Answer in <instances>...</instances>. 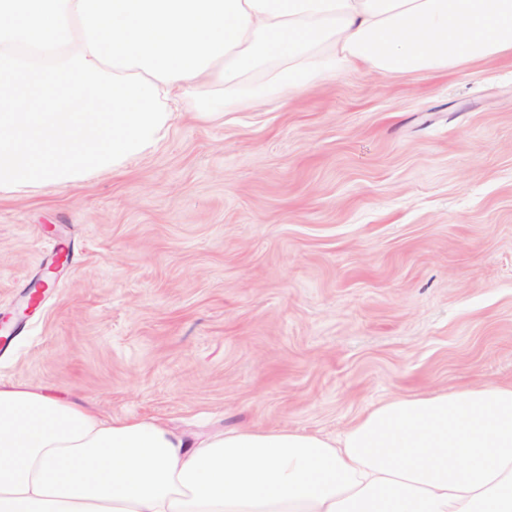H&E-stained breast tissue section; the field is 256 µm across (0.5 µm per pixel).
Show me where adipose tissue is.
<instances>
[{
  "label": "adipose tissue",
  "instance_id": "adipose-tissue-1",
  "mask_svg": "<svg viewBox=\"0 0 512 512\" xmlns=\"http://www.w3.org/2000/svg\"><path fill=\"white\" fill-rule=\"evenodd\" d=\"M0 512H512V383L201 437L0 384Z\"/></svg>",
  "mask_w": 512,
  "mask_h": 512
}]
</instances>
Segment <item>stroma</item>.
Instances as JSON below:
<instances>
[{"mask_svg": "<svg viewBox=\"0 0 512 512\" xmlns=\"http://www.w3.org/2000/svg\"><path fill=\"white\" fill-rule=\"evenodd\" d=\"M0 314L1 382L197 434L511 383L512 56L183 111L121 172L1 194ZM61 254L62 253L57 255V257L55 258V260L52 263V265L49 266L42 273V275L38 279H36L33 282V284L28 288V291H27L28 296H29L30 292L33 289H35V290L30 294L29 303H28V300H27L26 307L23 309V312L31 311L33 309L32 307L39 305V303L41 302V297H42L41 293H43L42 290L44 288H46V285L43 282V275H44V273L46 271H48V272L53 274V277H57L58 272L66 265L65 258Z\"/></svg>", "mask_w": 512, "mask_h": 512, "instance_id": "stroma-1", "label": "stroma"}]
</instances>
